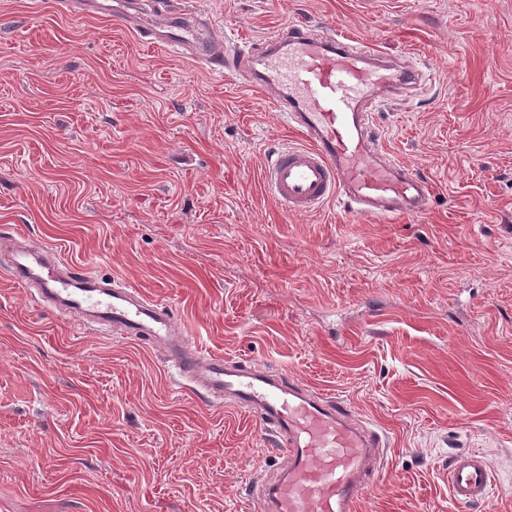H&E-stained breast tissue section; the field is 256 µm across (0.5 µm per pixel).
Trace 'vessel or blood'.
<instances>
[{
    "label": "vessel or blood",
    "mask_w": 512,
    "mask_h": 512,
    "mask_svg": "<svg viewBox=\"0 0 512 512\" xmlns=\"http://www.w3.org/2000/svg\"><path fill=\"white\" fill-rule=\"evenodd\" d=\"M158 25L160 34L142 32L145 43L188 46L211 70L248 75L301 137L298 146L274 149L264 170L269 193L286 213H310L335 201L349 217L391 222L431 208V182L391 157L374 132L381 94L419 83V63L383 61L371 43L304 21L264 43L224 46L201 38L178 0H168ZM61 255L59 248L21 240L6 274L33 290L38 303L85 330L160 348L181 388L259 421L282 466L253 493L256 512H355L359 497L381 478L387 446L382 429L363 424L334 397L264 365L204 352L169 305L118 278L66 264ZM493 484L482 454L463 451L449 460L448 492L456 512L486 504Z\"/></svg>",
    "instance_id": "vessel-or-blood-1"
}]
</instances>
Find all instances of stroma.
Wrapping results in <instances>:
<instances>
[{
	"instance_id": "1",
	"label": "stroma",
	"mask_w": 512,
	"mask_h": 512,
	"mask_svg": "<svg viewBox=\"0 0 512 512\" xmlns=\"http://www.w3.org/2000/svg\"><path fill=\"white\" fill-rule=\"evenodd\" d=\"M262 42L294 20L425 61L375 116L431 181L410 222L289 215L262 182L289 132L246 78L143 45L114 13L0 0V237L170 305L190 340L284 370L381 427L357 512H454L483 452L512 512V0H185ZM0 252V512H253L262 427L179 389L158 349L40 307ZM494 476L485 456L459 452L448 462V492L457 510L486 504L492 495Z\"/></svg>"
}]
</instances>
